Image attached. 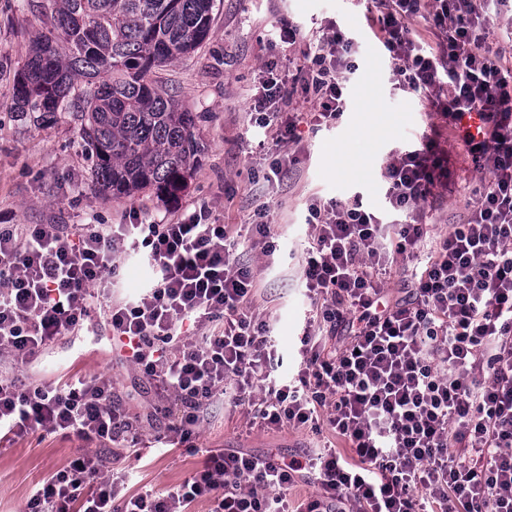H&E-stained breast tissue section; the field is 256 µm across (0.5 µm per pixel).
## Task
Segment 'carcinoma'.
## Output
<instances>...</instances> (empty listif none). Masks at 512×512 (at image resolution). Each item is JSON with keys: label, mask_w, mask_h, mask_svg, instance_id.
Returning <instances> with one entry per match:
<instances>
[{"label": "carcinoma", "mask_w": 512, "mask_h": 512, "mask_svg": "<svg viewBox=\"0 0 512 512\" xmlns=\"http://www.w3.org/2000/svg\"><path fill=\"white\" fill-rule=\"evenodd\" d=\"M47 32L16 79L18 110L41 124H80L92 187L119 200L176 199L200 164V116L156 71L207 40L215 0H49Z\"/></svg>", "instance_id": "1"}]
</instances>
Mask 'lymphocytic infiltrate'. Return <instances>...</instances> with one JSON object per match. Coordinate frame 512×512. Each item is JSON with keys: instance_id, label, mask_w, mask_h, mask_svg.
<instances>
[{"instance_id": "lymphocytic-infiltrate-1", "label": "lymphocytic infiltrate", "mask_w": 512, "mask_h": 512, "mask_svg": "<svg viewBox=\"0 0 512 512\" xmlns=\"http://www.w3.org/2000/svg\"><path fill=\"white\" fill-rule=\"evenodd\" d=\"M503 2L376 0L367 24L397 80L431 100L490 181L467 222L426 255L425 206L448 189V152L436 138L386 163L385 196L406 217L393 237L359 202L310 204L301 278L314 329L300 339L291 380L271 377L270 327L255 305L257 271L236 258L239 233L209 223L206 210L173 224H0V355L29 364L100 308L117 355L170 400L152 412L164 437L205 455L174 491L124 494L95 447L135 446L143 425L111 375H0L1 435L86 442L31 488L23 512H188L198 501L211 512H512V58L493 40ZM421 15L427 39L411 28ZM360 49L331 23L302 64L284 72L267 60L250 97L255 124L281 148L266 181L293 163L286 148L301 124L343 114ZM290 89L301 92L293 106ZM129 246L154 277L137 299L116 300L104 284ZM400 262L411 286L393 301L386 276ZM220 398L246 407L251 426L330 427L353 456L331 447L287 462L201 451ZM306 473L316 491L289 510L284 493Z\"/></svg>"}]
</instances>
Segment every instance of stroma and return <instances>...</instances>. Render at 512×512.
<instances>
[{"label": "stroma", "instance_id": "1", "mask_svg": "<svg viewBox=\"0 0 512 512\" xmlns=\"http://www.w3.org/2000/svg\"><path fill=\"white\" fill-rule=\"evenodd\" d=\"M370 6V0H216L203 46L159 72L184 109L206 115L200 125L201 162L179 197L163 201L151 192L121 200L94 192L90 162L71 114H62L47 126L21 116L13 95L14 78L23 68L31 41L45 30L46 18L31 0H0V222L172 224L203 207L210 222L234 225L266 208L277 245L274 255L245 250L240 259L258 269L257 304L274 323L275 357L284 369L296 367L300 339L311 316L300 282L308 204L356 195L364 207L383 209L381 171L389 155L422 147L433 133H440L448 151V191L425 208L429 234L422 250L427 253L449 225L466 222L476 189L489 181L488 174L473 164L457 131L440 125L428 101L396 89L391 68L372 70L366 53L355 59L358 70L342 116L329 128H302L299 164L284 170L278 181L263 179L276 148L263 143L248 98L263 62L274 58L284 66L302 61L328 21L359 29ZM287 22L301 30L296 43L270 46L268 33ZM1 372L23 380L110 374L127 410L144 420L141 443L107 457L128 494L173 490L203 460L202 455L156 441L159 424L148 419L156 392L113 355L112 331L98 314H91L78 332L60 337L31 365L18 367L0 358ZM244 421L242 408L216 401L201 437L203 445L287 459L324 445L344 456L350 453L327 428L317 435L292 428L247 433ZM83 445L74 436L43 438L36 433L0 440V512H21L31 487L66 466L74 449Z\"/></svg>", "mask_w": 512, "mask_h": 512}]
</instances>
